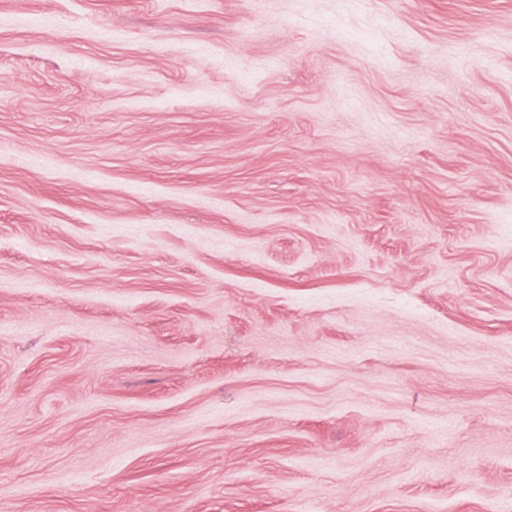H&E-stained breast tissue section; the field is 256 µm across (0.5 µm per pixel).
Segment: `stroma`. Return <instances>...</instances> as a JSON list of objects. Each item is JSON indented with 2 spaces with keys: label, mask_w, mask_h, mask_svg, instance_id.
Instances as JSON below:
<instances>
[{
  "label": "stroma",
  "mask_w": 512,
  "mask_h": 512,
  "mask_svg": "<svg viewBox=\"0 0 512 512\" xmlns=\"http://www.w3.org/2000/svg\"><path fill=\"white\" fill-rule=\"evenodd\" d=\"M0 512H512V0H0Z\"/></svg>",
  "instance_id": "obj_1"
}]
</instances>
